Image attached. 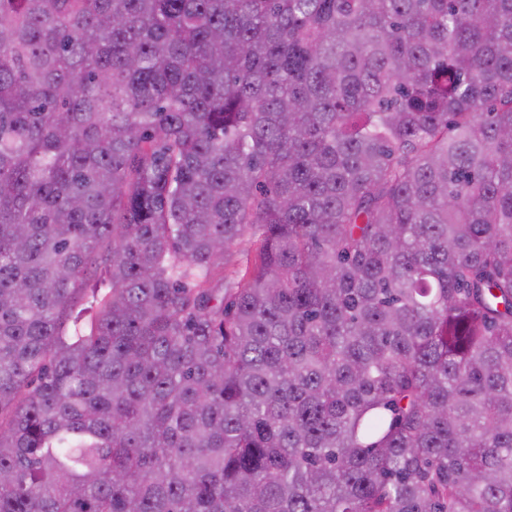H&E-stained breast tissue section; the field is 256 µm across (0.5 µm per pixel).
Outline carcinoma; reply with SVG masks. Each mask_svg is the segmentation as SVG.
<instances>
[{
  "mask_svg": "<svg viewBox=\"0 0 512 512\" xmlns=\"http://www.w3.org/2000/svg\"><path fill=\"white\" fill-rule=\"evenodd\" d=\"M0 512H512V0H0Z\"/></svg>",
  "mask_w": 512,
  "mask_h": 512,
  "instance_id": "cac0c4a2",
  "label": "carcinoma"
}]
</instances>
